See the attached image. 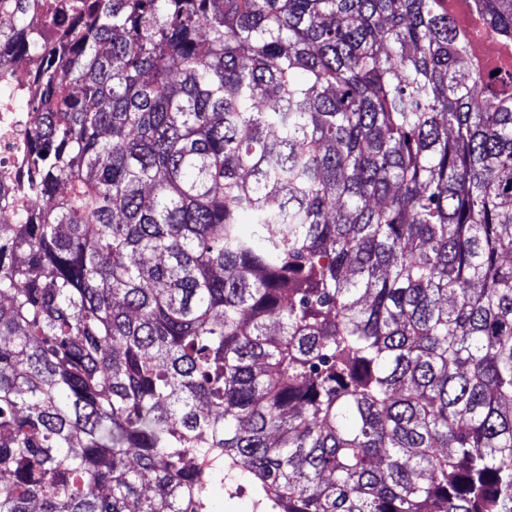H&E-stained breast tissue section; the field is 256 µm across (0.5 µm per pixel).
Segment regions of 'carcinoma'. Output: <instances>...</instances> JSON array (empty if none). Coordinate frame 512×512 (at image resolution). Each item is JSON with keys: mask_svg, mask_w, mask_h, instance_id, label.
<instances>
[{"mask_svg": "<svg viewBox=\"0 0 512 512\" xmlns=\"http://www.w3.org/2000/svg\"><path fill=\"white\" fill-rule=\"evenodd\" d=\"M447 2L0 0V512H512V0ZM35 62L20 59L0 78V217L11 222L21 210L34 206L25 191L26 131L33 124L31 101L36 95ZM27 102V110L21 102ZM214 512H254L252 498L248 493L228 500L224 494V485L217 486L213 492Z\"/></svg>", "mask_w": 512, "mask_h": 512, "instance_id": "cac0c4a2", "label": "carcinoma"}]
</instances>
